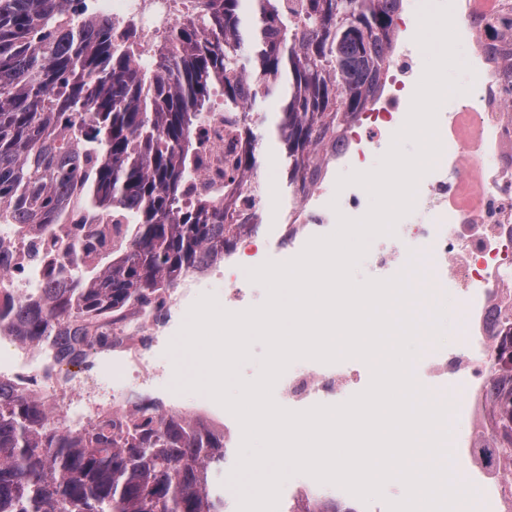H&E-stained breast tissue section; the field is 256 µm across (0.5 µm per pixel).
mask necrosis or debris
<instances>
[{
    "mask_svg": "<svg viewBox=\"0 0 512 512\" xmlns=\"http://www.w3.org/2000/svg\"><path fill=\"white\" fill-rule=\"evenodd\" d=\"M94 2L96 11L111 17L116 37L140 45L139 59L146 63L153 62L166 29L179 18L171 0ZM502 3L451 0L458 40L470 49L466 63L473 95L451 106L441 105L437 115L441 152L417 184L410 219L395 234L376 237L372 259L377 280L390 278L413 254L426 264L440 260L445 273L434 281L427 304H442L444 294L450 292L467 314L462 336L448 346L427 337L428 350L416 365L429 391L445 392L452 383L461 390L453 435L459 462L482 431L489 381L485 352L497 333L492 316L512 307V108L501 101L497 43L486 27ZM397 34L402 50L390 53L372 105L331 143L320 173L305 201L294 207L290 223H261L260 199L241 198L239 227L224 249L223 264L203 267L166 290L162 319L133 318L124 331L115 333L111 348L86 358L84 369L77 372L71 371L72 358L60 347L22 344L1 335L0 383L36 377L34 395L55 416L81 427L91 426L104 413L129 408L143 393H167L171 364L165 353L204 291L223 288L228 308L252 304L251 289L231 276L241 254L256 247L301 253L310 239L330 234L338 216L357 219L369 210L364 187L341 188L337 180L346 170L367 169L372 159L383 157L406 121L423 63L407 22H400ZM196 138L202 149L198 189L223 191L222 159L233 142L221 108L209 113ZM58 247L57 238H20L12 225L0 224V300L41 296L39 256ZM363 366L358 358L326 365L302 360L287 371L282 389L289 404L304 411L356 388ZM469 482L477 490L455 512H506L495 476L478 470L470 473Z\"/></svg>",
    "mask_w": 512,
    "mask_h": 512,
    "instance_id": "obj_1",
    "label": "necrosis or debris"
}]
</instances>
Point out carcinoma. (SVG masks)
Segmentation results:
<instances>
[{
    "instance_id": "1",
    "label": "carcinoma",
    "mask_w": 512,
    "mask_h": 512,
    "mask_svg": "<svg viewBox=\"0 0 512 512\" xmlns=\"http://www.w3.org/2000/svg\"><path fill=\"white\" fill-rule=\"evenodd\" d=\"M188 0L152 69L112 21H77L74 0H0V219L50 234L77 210L126 220L112 260L83 266L94 233L41 269V301L0 303V329L25 343H112L132 309L162 311L161 294L224 254L236 199L252 189L261 140L251 113L279 97L288 193L299 198L320 151L372 101L392 47L400 0ZM490 30L509 46L512 17ZM221 100L240 113L243 150L224 197L193 193L196 128ZM492 379L479 450L512 469V315L487 350ZM224 437L139 400L128 413L73 432L23 386H0V512H224L210 473Z\"/></svg>"
}]
</instances>
